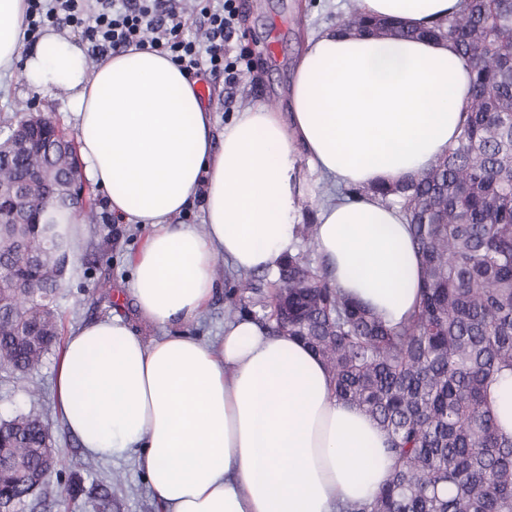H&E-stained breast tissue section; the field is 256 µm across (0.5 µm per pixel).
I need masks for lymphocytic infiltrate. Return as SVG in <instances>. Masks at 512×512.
<instances>
[{"mask_svg": "<svg viewBox=\"0 0 512 512\" xmlns=\"http://www.w3.org/2000/svg\"><path fill=\"white\" fill-rule=\"evenodd\" d=\"M201 34L184 35L185 21L176 0H27L25 34L45 25L66 24L81 33L92 56L150 47L167 53L187 72H203L238 82V61L226 46L236 31L235 0H196Z\"/></svg>", "mask_w": 512, "mask_h": 512, "instance_id": "obj_1", "label": "lymphocytic infiltrate"}]
</instances>
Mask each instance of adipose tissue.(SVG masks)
<instances>
[{"label": "adipose tissue", "mask_w": 512, "mask_h": 512, "mask_svg": "<svg viewBox=\"0 0 512 512\" xmlns=\"http://www.w3.org/2000/svg\"><path fill=\"white\" fill-rule=\"evenodd\" d=\"M368 17L428 27L461 0H358ZM25 0H0V76L63 94L88 180L109 210L146 228L122 317L72 329L55 372L56 412L94 458L129 454L161 512H340L371 501L392 470L386 434L336 399L325 363L247 316L206 343L214 267L276 271L298 248L312 185L313 249L332 284L389 325L419 304L421 263L400 206L375 194L427 170L461 133L469 64L445 40L323 29L299 59L290 116L257 101L216 134L199 81L142 48L88 64L55 29L24 49ZM349 195H342V188ZM202 204L205 228L176 223ZM320 187H312V190L306 197V201L308 202V208L302 211V222L305 224H300L299 227V237L303 240L311 242L313 239V226L316 220V211H317V201L319 196L321 195ZM314 221V222H313Z\"/></svg>", "instance_id": "adipose-tissue-1"}]
</instances>
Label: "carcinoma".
Returning <instances> with one entry per match:
<instances>
[{"label":"carcinoma","instance_id":"cac0c4a2","mask_svg":"<svg viewBox=\"0 0 512 512\" xmlns=\"http://www.w3.org/2000/svg\"><path fill=\"white\" fill-rule=\"evenodd\" d=\"M398 39L447 40L471 63L474 80L456 144L425 172L388 187L422 262L420 300L397 327L333 287L302 257L290 256L274 279L238 272L225 282L228 315H252L251 298L269 309L272 331L288 324L326 363L334 392L387 433L392 472L369 503L343 512H512V438L500 436L487 388L512 369V0H467L464 10L427 32L360 13L358 2L336 24ZM54 122L35 133L38 151L0 148V187L28 182L37 169L65 176L71 161L54 146ZM61 241L71 248L72 218L95 220L94 205L77 212L62 197L46 199ZM40 258L37 265L27 260ZM40 233L20 224L0 235V268L38 280L0 286L8 312L0 329V371L38 369L56 339L53 303L63 283L49 273ZM63 466L53 423L30 410L0 421V500L11 512L49 496L51 473Z\"/></svg>","mask_w":512,"mask_h":512}]
</instances>
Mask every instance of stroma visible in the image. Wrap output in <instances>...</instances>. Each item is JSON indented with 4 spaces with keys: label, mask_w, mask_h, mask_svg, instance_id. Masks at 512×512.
<instances>
[{
    "label": "stroma",
    "mask_w": 512,
    "mask_h": 512,
    "mask_svg": "<svg viewBox=\"0 0 512 512\" xmlns=\"http://www.w3.org/2000/svg\"><path fill=\"white\" fill-rule=\"evenodd\" d=\"M237 5L240 22L228 48L234 55L246 53L249 66L233 87H225L220 78L207 82V99L221 123L257 100L287 111L288 87L307 39L321 28L335 27L337 15L347 10V0H237ZM26 102L35 104L66 131H73L65 97L31 90L19 73L10 79L8 90H0V131L9 130L17 104ZM96 213L94 223L85 225L81 236L73 240L66 278L56 297L60 335H68L84 322L118 314L144 338L159 336V329L144 324L132 304L117 301L132 281L129 258L140 248L143 232L135 225L117 223L104 198H97ZM104 275L112 281L111 291L95 290ZM59 351V345H52L42 366L25 376L0 372V420L33 408L54 414ZM116 472L125 476L122 485L112 483ZM50 484L53 495L44 512H158L144 477L133 460L124 456L97 460L90 472L54 473ZM106 492L112 496L107 511L100 500Z\"/></svg>",
    "instance_id": "1"
}]
</instances>
